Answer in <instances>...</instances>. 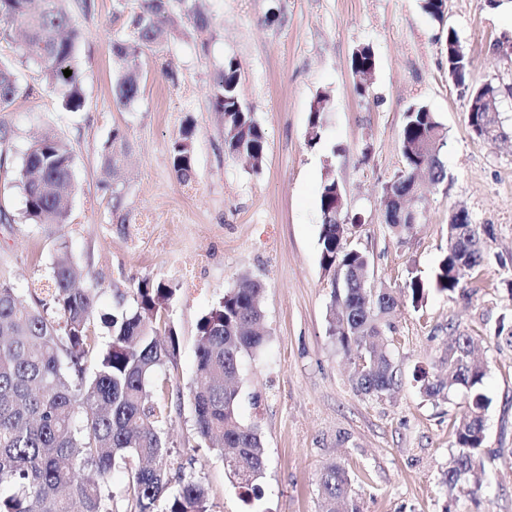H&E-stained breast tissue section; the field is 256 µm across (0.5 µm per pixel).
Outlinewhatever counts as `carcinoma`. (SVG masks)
I'll list each match as a JSON object with an SVG mask.
<instances>
[{"mask_svg":"<svg viewBox=\"0 0 512 512\" xmlns=\"http://www.w3.org/2000/svg\"><path fill=\"white\" fill-rule=\"evenodd\" d=\"M0 0V33L12 37L20 31L18 46L27 62L40 68L48 85L58 92L62 107L83 109L85 97L78 62L79 29L66 8V0ZM192 21L201 34L209 22L196 8V0H140L129 18L134 39H114L112 58L118 67L115 102L127 107L138 97L142 55L162 51L168 31L155 18L172 10ZM376 67L370 46L352 54L353 72ZM69 69L72 75L64 76ZM473 61L456 66L458 85L472 84ZM240 63L224 60L213 79L215 109L224 113V154L245 157L252 169L261 167L266 133L239 98ZM19 85L11 67L0 64V107L17 97ZM330 98L317 95L309 115L312 145L321 139L323 114ZM405 162L400 183H408L424 169L434 182L445 178L440 154L445 134L433 112L423 104L411 106L400 132ZM127 147L120 131L112 137L103 172L117 175ZM173 168L178 180L192 179L191 130H183L173 144ZM73 154L60 138L46 134L28 149L17 178L25 202V217L34 224H64L70 210L68 188L73 179ZM336 178L326 175L319 208L321 261L328 271L345 272L341 288L333 292L329 328L340 345L366 353L368 364L354 374L356 388L364 393H383L396 384L391 359L379 344L381 320L397 304L395 295L382 289L367 299L358 273L369 267L367 256L344 247L336 222ZM386 223L397 234L413 228L385 206ZM490 229L471 223L448 224V251L440 261L434 283L440 292H454L464 276L479 267L483 251L474 241ZM82 270L62 243L52 274L51 299L57 318L26 302L18 288L0 283V512H112L104 487L112 470L134 465L126 489V512H211L205 484L178 470L171 472L166 442L167 407L154 397L157 369L176 353L172 326L165 327L167 343L159 340L157 317L169 310L178 291L165 279L143 277L134 288V305L116 293L112 315L105 319L111 336L93 369L86 358L92 349L90 335L98 294L79 289ZM406 296L421 305L429 289L421 277H410ZM261 284L241 274L198 322L196 375L200 382L190 390L196 444L214 451L224 461L232 482L250 507L260 500L258 481L265 458L258 425L239 417V387L234 383L243 353H257L268 336L264 324ZM472 337L458 333L433 375L419 370L416 381L427 397H438L463 387L469 393L468 412L454 423L456 450L444 474L451 491L462 483L481 489L485 411L489 399L482 392L485 368L474 358ZM176 492H170L172 484ZM322 512H361L351 495L348 471L330 464L319 479Z\"/></svg>","mask_w":512,"mask_h":512,"instance_id":"carcinoma-1","label":"carcinoma"}]
</instances>
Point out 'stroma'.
I'll use <instances>...</instances> for the list:
<instances>
[{
  "mask_svg": "<svg viewBox=\"0 0 512 512\" xmlns=\"http://www.w3.org/2000/svg\"><path fill=\"white\" fill-rule=\"evenodd\" d=\"M82 0L67 7L81 30L79 66L85 106L68 112L42 72L0 38V62L20 92L0 111V282L47 299L59 245L98 288L97 311L111 313L116 293L132 297L139 278L180 287L169 316L178 336L174 362L157 376L173 406L167 441L174 465L209 490L212 512H247L223 461L193 440L189 404L176 394L196 380L197 324L247 273L263 288L269 340L242 355L239 416L258 424L265 457L262 512H321L320 474L347 469L362 512H512V346L497 337L512 313V145L476 137L467 100L448 77L447 34L456 32L477 81L500 89L499 118L512 132V0H445L443 18L423 0H201L210 21L200 48L193 25L173 16L163 51L144 58L137 100L116 105L113 39L132 38L137 0ZM279 7L271 15V7ZM376 57L373 80L358 95L351 55ZM241 65L240 98L266 132L259 170L224 154V121L213 107V76L225 58ZM329 94L317 145L308 120L317 94ZM422 103L446 132L447 173L427 184L418 224L396 235L386 224L382 188L404 168L400 132L410 106ZM192 126L193 176L178 181L172 146ZM129 142L117 178L103 173L114 131ZM51 132L74 155L66 223L32 224L16 186L34 140ZM342 187L347 249L370 261L371 288L390 289L395 308L384 340L399 378L388 394L359 391L352 357L329 333L331 272L321 264L319 192L326 174ZM465 209L489 226L485 260L452 293L432 289L422 308L402 290L410 275L433 281L448 249V217ZM151 224L152 237L130 247L126 227ZM472 336L487 368L477 493L447 492L442 479L455 449L453 424L466 410L463 391L424 396L417 369L435 371L452 335Z\"/></svg>",
  "mask_w": 512,
  "mask_h": 512,
  "instance_id": "stroma-1",
  "label": "stroma"
}]
</instances>
